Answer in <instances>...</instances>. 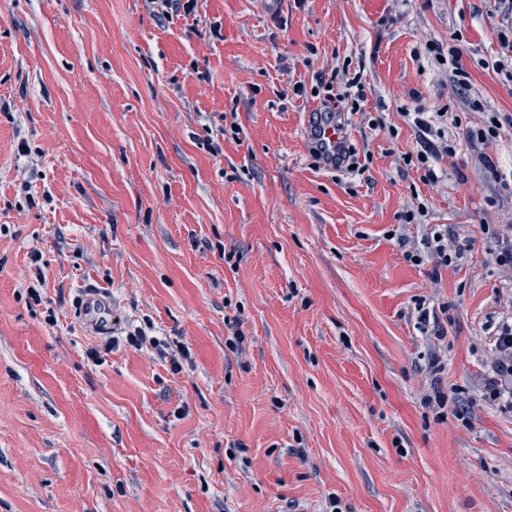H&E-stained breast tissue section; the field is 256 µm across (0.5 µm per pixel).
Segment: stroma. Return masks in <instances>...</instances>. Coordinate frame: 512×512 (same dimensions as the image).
<instances>
[{"label":"stroma","mask_w":512,"mask_h":512,"mask_svg":"<svg viewBox=\"0 0 512 512\" xmlns=\"http://www.w3.org/2000/svg\"><path fill=\"white\" fill-rule=\"evenodd\" d=\"M509 23L506 0H0V512H512V413L482 391L512 314L482 230L512 221V130L493 170L466 139L512 121ZM452 34L465 90L426 50ZM331 68L364 87L353 175L313 157L323 99L292 91ZM441 111L433 185L403 159L409 113ZM427 223L466 257L410 262ZM140 327L189 348L182 371L111 346ZM435 384L467 415L426 407ZM149 10L158 17H166L170 12L183 11L184 14L195 12L197 0H144ZM82 310L86 317L87 325L92 330L99 332L105 330L108 324L106 309L97 296L92 294L85 295Z\"/></svg>","instance_id":"35a3bbf8"}]
</instances>
